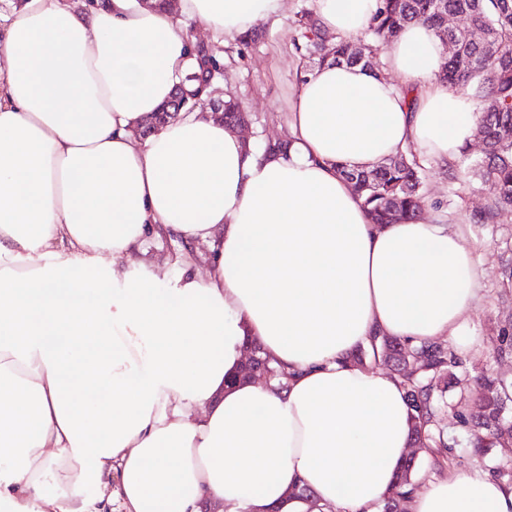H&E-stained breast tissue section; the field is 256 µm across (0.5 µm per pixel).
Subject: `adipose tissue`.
Listing matches in <instances>:
<instances>
[{
	"mask_svg": "<svg viewBox=\"0 0 512 512\" xmlns=\"http://www.w3.org/2000/svg\"><path fill=\"white\" fill-rule=\"evenodd\" d=\"M376 5L316 11L350 38ZM282 10L24 0L0 24V512H378L391 490L406 392L350 356L377 334L461 341L482 274L463 225L370 223L343 172L409 150L456 160L472 142L435 30L411 24L389 48L415 105L365 68L321 66L286 151L198 110L136 134L193 62L182 19L234 38ZM160 231L206 244L205 272L169 288L121 276ZM251 338L285 388L237 380ZM410 512H512V488L458 469Z\"/></svg>",
	"mask_w": 512,
	"mask_h": 512,
	"instance_id": "adipose-tissue-1",
	"label": "adipose tissue"
}]
</instances>
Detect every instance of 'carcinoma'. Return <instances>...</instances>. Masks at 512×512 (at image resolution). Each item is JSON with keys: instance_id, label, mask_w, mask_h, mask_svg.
I'll return each instance as SVG.
<instances>
[{"instance_id": "obj_1", "label": "carcinoma", "mask_w": 512, "mask_h": 512, "mask_svg": "<svg viewBox=\"0 0 512 512\" xmlns=\"http://www.w3.org/2000/svg\"><path fill=\"white\" fill-rule=\"evenodd\" d=\"M458 14L465 18L466 27L450 30L444 16ZM424 22L433 26L441 37L457 43V53L448 57L440 77L448 86L464 92L476 105L477 135L486 144L484 157L472 167L461 171L462 176L476 175L492 183L496 190L494 206L475 215L477 222L494 220L498 211L512 210V0H379L370 25L365 31L366 44L359 58L349 55L350 42L340 36L327 41L325 32L311 16L298 20L303 44L297 50L308 54L309 62L320 67L329 63L361 65L372 71L378 63L372 43H389L408 23ZM201 51L193 49L192 70L181 83L192 86L190 92L205 97L214 90L206 75L224 67L221 50L210 49L208 59L212 69H202L198 63ZM174 108H163L145 120L144 129L151 132L174 118ZM224 125L234 126L245 121L244 113L233 98L224 100ZM420 163L412 151L400 155V162L388 161L376 169L343 171L373 224L409 221L418 217L424 206ZM255 363L263 365L271 378L283 383L288 372L275 367L255 346ZM391 361L397 378L406 390L413 410L411 443L432 448L440 459H453L455 438L447 437L437 428L441 405L447 404L445 394L449 380L461 361L451 344L429 342L411 347L393 336L373 337L371 349L358 350L352 361ZM479 405L477 416L456 414L461 428L470 432V445L483 452L493 448L512 447V417L507 405L512 404V381L486 373L479 378L476 389ZM419 463L407 458L399 467L396 483L380 506V512H401L417 488L414 476ZM499 482L512 486V460L495 459L489 469Z\"/></svg>"}]
</instances>
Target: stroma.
<instances>
[{"mask_svg":"<svg viewBox=\"0 0 512 512\" xmlns=\"http://www.w3.org/2000/svg\"><path fill=\"white\" fill-rule=\"evenodd\" d=\"M315 0H285L278 18L260 23L256 44L222 43L203 25L189 20L185 27L198 40L213 46H228L231 60L217 80L219 91L232 93L248 115L245 133L252 147L263 148L289 135L286 117L291 112L303 82L304 61L294 47L299 34L293 22L297 15L314 10ZM481 147L471 148L464 159L448 164L424 165L425 216L444 224H461L475 261L483 273V297L470 315L467 348L458 349L462 369L475 377L490 370L512 379V354L499 352L498 331L512 325V212L500 213L490 224H477L473 216L493 203L495 192L479 178L462 179L459 167L472 166ZM206 245L188 244L167 235L147 238L133 255L125 272L128 277L156 276L160 287L176 280L183 261L204 269Z\"/></svg>","mask_w":512,"mask_h":512,"instance_id":"obj_1","label":"stroma"}]
</instances>
